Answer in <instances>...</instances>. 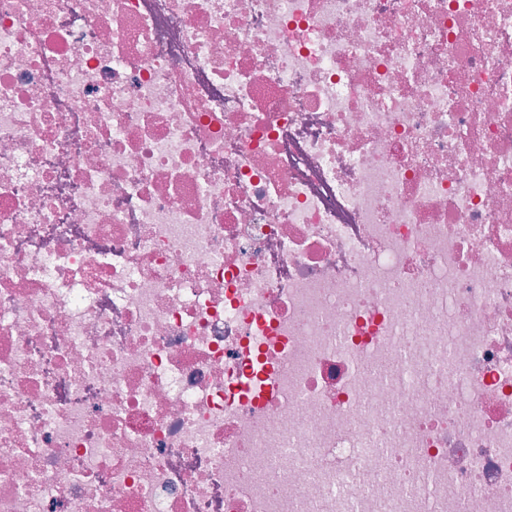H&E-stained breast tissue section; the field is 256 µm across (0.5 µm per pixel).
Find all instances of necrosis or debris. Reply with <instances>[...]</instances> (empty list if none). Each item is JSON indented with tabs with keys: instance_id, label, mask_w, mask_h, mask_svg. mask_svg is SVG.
Here are the masks:
<instances>
[{
	"instance_id": "necrosis-or-debris-1",
	"label": "necrosis or debris",
	"mask_w": 512,
	"mask_h": 512,
	"mask_svg": "<svg viewBox=\"0 0 512 512\" xmlns=\"http://www.w3.org/2000/svg\"><path fill=\"white\" fill-rule=\"evenodd\" d=\"M0 512H512V0H0Z\"/></svg>"
}]
</instances>
